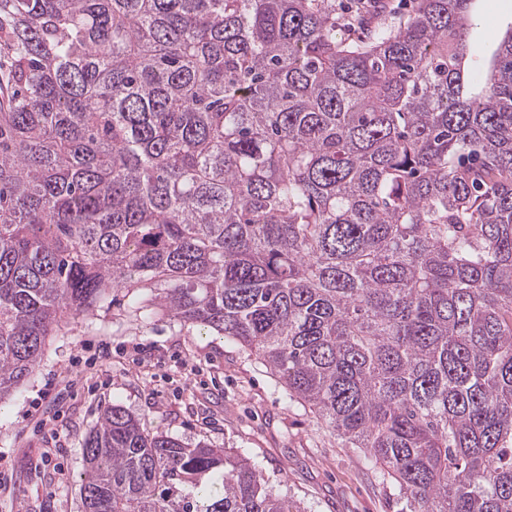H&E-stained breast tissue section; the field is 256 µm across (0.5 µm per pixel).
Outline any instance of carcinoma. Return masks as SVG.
Here are the masks:
<instances>
[{"label": "carcinoma", "mask_w": 512, "mask_h": 512, "mask_svg": "<svg viewBox=\"0 0 512 512\" xmlns=\"http://www.w3.org/2000/svg\"><path fill=\"white\" fill-rule=\"evenodd\" d=\"M336 0H0V398L124 288L249 352L401 512H512V29ZM83 512H293L244 454L85 436ZM412 3L413 0H380L379 2L336 0V19L340 22L352 21L356 13H361L367 15L372 26L393 24L407 14ZM372 4L379 5L380 9L368 8V5Z\"/></svg>", "instance_id": "cac0c4a2"}]
</instances>
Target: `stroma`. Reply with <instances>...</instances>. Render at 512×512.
Here are the masks:
<instances>
[{
  "label": "stroma",
  "instance_id": "obj_1",
  "mask_svg": "<svg viewBox=\"0 0 512 512\" xmlns=\"http://www.w3.org/2000/svg\"><path fill=\"white\" fill-rule=\"evenodd\" d=\"M413 0H336L347 22L366 13L371 24L397 22ZM512 28V0H475L468 39L490 57ZM112 361L100 385L77 381L59 400L50 383L73 372L75 357H93L102 344ZM137 415L144 428L186 443L207 442L256 460L269 487L287 493L301 512H398L389 488L362 469L361 454L338 447L303 407H288L266 368L223 335L188 328L162 310L141 320L124 291L110 309L65 317L47 338L33 375L17 393L0 399V512H82V440L112 404ZM56 450L46 461L47 450Z\"/></svg>",
  "mask_w": 512,
  "mask_h": 512
}]
</instances>
